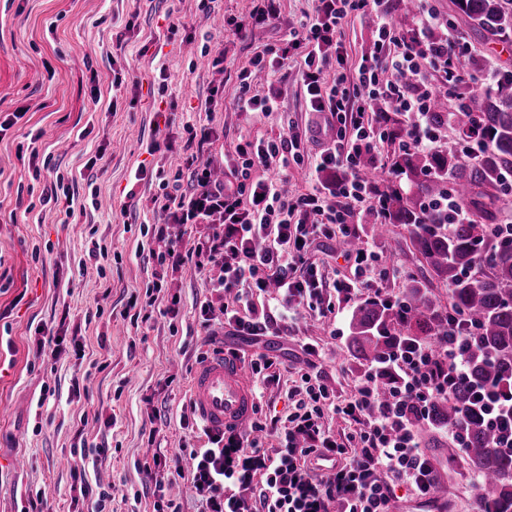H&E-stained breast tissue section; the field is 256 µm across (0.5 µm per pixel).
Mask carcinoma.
<instances>
[{
    "label": "carcinoma",
    "instance_id": "1",
    "mask_svg": "<svg viewBox=\"0 0 512 512\" xmlns=\"http://www.w3.org/2000/svg\"><path fill=\"white\" fill-rule=\"evenodd\" d=\"M455 5L473 30L512 41V0H455ZM429 120L474 135L479 149L469 155L458 146L394 153L389 174L406 176L410 189L386 180L387 212L375 231L381 235L388 224L406 225L424 269L448 288V301L429 302L417 285L395 300L367 298L351 315V348L366 361H380L399 336L436 340L448 335L457 318L475 321V333L457 330L466 375L448 400L433 406L432 417L463 437L464 458L478 477L475 512H512V452L496 447L489 416L471 402L475 386H512V241L496 232L502 174L512 171V71L467 93L454 112L435 101ZM449 194L469 213L468 220L458 222L446 209L428 207Z\"/></svg>",
    "mask_w": 512,
    "mask_h": 512
}]
</instances>
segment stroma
<instances>
[{
	"label": "stroma",
	"instance_id": "stroma-1",
	"mask_svg": "<svg viewBox=\"0 0 512 512\" xmlns=\"http://www.w3.org/2000/svg\"><path fill=\"white\" fill-rule=\"evenodd\" d=\"M255 0H0V114L25 117L0 137V512H21L41 501L43 512H75L73 469L85 466L90 482L112 489L113 512H154L155 485H169L182 512H198L190 486L172 484L168 469L145 470L155 449L190 468L191 449L205 445L190 400L193 369L212 351L200 306L212 301L211 325L225 347L277 359L276 381L256 396L258 419L286 416L288 393L308 363L335 395L350 393L366 363L349 347L351 311L319 315L301 307L285 313L288 336L246 342L230 336L204 283L190 273H168L150 324L124 317L131 293L151 287L156 260L140 254L152 225L165 227L166 247L179 249L207 236L206 224H163L154 207L158 181H135L136 169L172 178L186 152L190 127L213 132L204 158H223L243 140L278 138L288 129L306 135L308 154L324 140L326 114L305 105L296 58L258 80V94H271L277 110L251 115L238 106L237 74L265 49L281 45L290 29L313 13L317 0H279V14L262 26L247 25ZM243 21L227 31L228 18ZM133 31H125L128 20ZM375 12L345 20L341 40L348 68L374 43ZM466 56L458 91L512 69V53L466 32ZM125 53L111 60L117 36ZM166 69L167 91L154 80ZM100 77L92 99L91 72ZM222 99L208 102L210 89ZM52 166L33 177L19 150L32 143ZM103 151L93 181L79 178L85 209L67 222L62 209L40 205L46 182L56 174L78 175L89 157ZM382 267L395 275L383 294L397 297L425 271L405 225L376 235L360 224ZM107 248L103 269L88 262L93 245ZM337 240L317 237L308 259L326 280L351 276ZM177 314H169L171 300ZM63 337L61 349L38 350L37 327ZM317 345L308 357L304 344ZM79 390H72V382ZM421 443L434 466L448 472L447 512H472L477 477L444 428H424ZM109 451L95 455L93 449Z\"/></svg>",
	"mask_w": 512,
	"mask_h": 512
}]
</instances>
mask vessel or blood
I'll list each match as a JSON object with an SVG mask.
<instances>
[{
    "mask_svg": "<svg viewBox=\"0 0 512 512\" xmlns=\"http://www.w3.org/2000/svg\"><path fill=\"white\" fill-rule=\"evenodd\" d=\"M190 390L193 409L212 436L247 427L254 396L248 368L238 359L214 353L194 370Z\"/></svg>",
    "mask_w": 512,
    "mask_h": 512,
    "instance_id": "obj_1",
    "label": "vessel or blood"
}]
</instances>
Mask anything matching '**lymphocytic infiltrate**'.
Wrapping results in <instances>:
<instances>
[{
    "mask_svg": "<svg viewBox=\"0 0 512 512\" xmlns=\"http://www.w3.org/2000/svg\"><path fill=\"white\" fill-rule=\"evenodd\" d=\"M366 8L380 17L377 39L350 79L344 50L334 47L333 39L350 14ZM442 23L440 14L425 5L415 28L403 33L389 22L385 0H318L313 16L289 31L277 56L299 52L306 105L328 114L334 130L330 146L311 160L296 131L239 142L220 184L211 182L200 153L183 157L181 168L195 188L188 194L163 193L159 210L178 224L223 212V231L176 258L200 273L212 264L222 267L224 275L216 286L229 298L224 323L231 335L253 340L282 332L277 317L258 311L254 302L272 283L283 305L303 303L313 311L358 301L364 292L379 294L378 282L390 271L378 269L375 250L351 252L353 277L329 286L306 254L315 237H358L364 213H384L382 194L359 174L362 158L376 153L382 112L409 117L401 141L404 150L432 152L441 146L443 130L429 123L428 114L433 101L447 96L449 86L457 83L465 57L456 31L435 40L434 31ZM331 64L336 67L332 74L327 71ZM307 162L325 182L294 196L276 181L252 175L257 167ZM464 370L451 346L437 353L427 338L417 337L397 344L386 359L368 364L351 395L337 402L318 375L303 373L312 407L286 416L280 447L267 448L256 439V432L267 429L256 421L251 433L210 438L208 447L194 449L192 470L178 469L173 476L190 483L205 512H388L394 482H406L420 497L434 489L435 467L420 446L416 427L428 422L432 406L447 397ZM381 374L390 379L385 392L376 382ZM326 401L332 402L337 417L350 423L344 437L325 429ZM324 460L327 470H311V462Z\"/></svg>",
    "mask_w": 512,
    "mask_h": 512,
    "instance_id": "1",
    "label": "lymphocytic infiltrate"
}]
</instances>
